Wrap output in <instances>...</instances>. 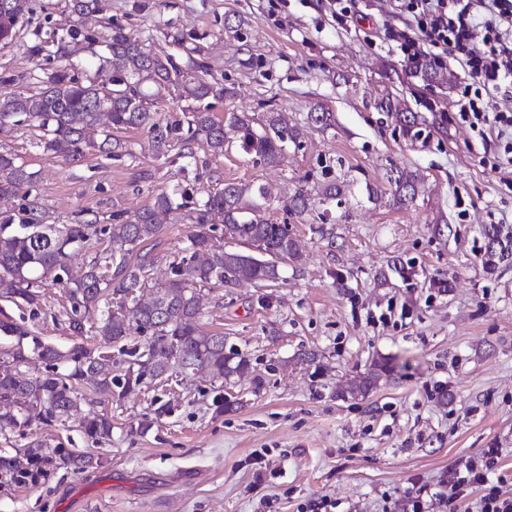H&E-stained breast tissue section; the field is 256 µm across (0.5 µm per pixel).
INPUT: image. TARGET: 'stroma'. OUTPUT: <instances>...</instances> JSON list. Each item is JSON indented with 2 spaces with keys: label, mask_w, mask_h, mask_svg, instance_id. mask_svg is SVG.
<instances>
[{
  "label": "stroma",
  "mask_w": 512,
  "mask_h": 512,
  "mask_svg": "<svg viewBox=\"0 0 512 512\" xmlns=\"http://www.w3.org/2000/svg\"><path fill=\"white\" fill-rule=\"evenodd\" d=\"M146 2L138 12L132 0H102L103 14L131 33L149 32L156 54L173 52L171 31L199 46L233 91L212 100L215 119H258L272 108L301 122L322 106L333 126L308 129L277 165L232 146L198 175L181 171L175 155L141 150L131 161L51 159L26 129L0 133V150L35 171L38 197L62 224L82 210L135 213L177 184L201 192L227 182L266 186L262 212L287 225L300 258L273 287H202L204 329L224 334L251 361L223 390L180 376L121 404L102 402L112 416L105 443L82 432L83 403L65 423L34 420L0 436L9 453L39 442L99 460L82 474L56 465L37 481L1 488L0 512H311L317 502L324 512H412L423 487L426 512H474L486 487H469L453 505L440 491L449 471L465 472L482 448L500 449L491 485L512 496V264H483L485 226H512V166L499 162L497 130L478 133L457 121L465 67L446 58L454 78L445 89L410 76L385 37L389 0H354L341 22L324 0ZM30 7L0 46V76L13 77L14 92L36 87L35 30L76 22L69 0ZM388 96L414 112L440 107L446 134L404 137L375 107ZM394 166L422 176L416 198H370L387 191ZM339 181L346 193L323 209L324 186ZM299 190L315 201L302 215L287 208ZM439 224L449 232L438 234ZM191 231L166 225L152 251L154 281L181 259ZM43 293L39 318L2 299L0 310L68 349L70 305L56 284ZM381 358L390 372L365 395L345 397L350 380ZM219 393L231 409L215 404ZM156 397L169 405L160 415ZM144 419L151 428L136 432Z\"/></svg>",
  "instance_id": "obj_1"
}]
</instances>
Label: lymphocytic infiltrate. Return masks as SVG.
I'll return each mask as SVG.
<instances>
[{"mask_svg": "<svg viewBox=\"0 0 512 512\" xmlns=\"http://www.w3.org/2000/svg\"><path fill=\"white\" fill-rule=\"evenodd\" d=\"M404 21L388 26L399 55L410 62L427 55L443 61L454 51L471 78L460 92L458 116L470 129H497L506 136L504 153L512 164V111L495 110L493 97H512V0H392ZM500 454L481 449L466 474L449 473L448 498L483 485Z\"/></svg>", "mask_w": 512, "mask_h": 512, "instance_id": "obj_1", "label": "lymphocytic infiltrate"}]
</instances>
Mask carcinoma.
Returning <instances> with one entry per match:
<instances>
[{
    "label": "carcinoma",
    "mask_w": 512,
    "mask_h": 512,
    "mask_svg": "<svg viewBox=\"0 0 512 512\" xmlns=\"http://www.w3.org/2000/svg\"><path fill=\"white\" fill-rule=\"evenodd\" d=\"M29 0H0V44L16 32L29 12ZM100 0H70L71 12L79 18L99 11ZM175 52L164 58L150 51V37L137 36L112 23L94 34L74 27L66 34H53V57L58 66L37 78L33 93L5 92L0 95V132L31 127L40 132L39 147L54 158L76 163L85 152L114 160L133 157L121 133L129 129L148 132L152 150L165 157L177 151L183 169L198 166V150L224 155L225 128L236 133L240 148L268 166L275 165L288 144L300 145L303 126L288 113L274 109L265 113L260 126L246 113L229 112L217 121L203 101L230 95L198 47L185 45L179 32H170ZM100 43L98 69L112 71V79L100 84L75 76L72 43ZM411 73L429 85L445 86L452 73L434 58L423 56L413 62ZM166 91L186 102L164 119L154 116L149 103ZM402 133L412 140L436 128L431 117L394 106L391 100L376 104ZM35 173L10 152L0 153V196H21L18 210L0 213V298L21 302L37 316L42 288L47 281L59 285L70 303L69 329L84 338L62 352L21 325L0 320V332L17 339L0 359V435L24 425L33 417L53 426L66 421L77 404L78 386L91 383L94 392L115 403L151 380L176 374H205L211 381L226 382L250 370V359L237 349L225 348L224 335L206 331L193 285L214 287L245 280L269 284L280 280L281 265L297 259L295 240L288 229L260 213L258 200L267 191L259 186L224 183L215 193L195 197L176 185L161 189L153 203L127 216L116 210L108 216L98 212L76 213L74 222L62 227L45 222L46 211L32 194ZM418 175L392 168L387 173L389 194L402 204L417 194ZM175 220L193 224L198 232L188 237L185 255L172 265L171 276L153 288V297L140 298L151 283L152 258L147 247L155 243L165 224ZM223 226L224 236L249 243L261 251L256 256L244 251L218 250L207 231ZM489 240L483 264L489 271L512 263V227L485 228ZM102 243L78 277L68 274L67 260L76 251ZM38 358L47 371L24 377L22 367ZM64 371H59V368ZM388 363L375 360L350 382L352 396L369 392ZM83 432L99 441L112 438V415L91 409L82 424ZM59 460L76 472L94 466V458L63 448ZM53 458L41 452V444L0 454V485L20 484Z\"/></svg>",
    "instance_id": "obj_1"
}]
</instances>
